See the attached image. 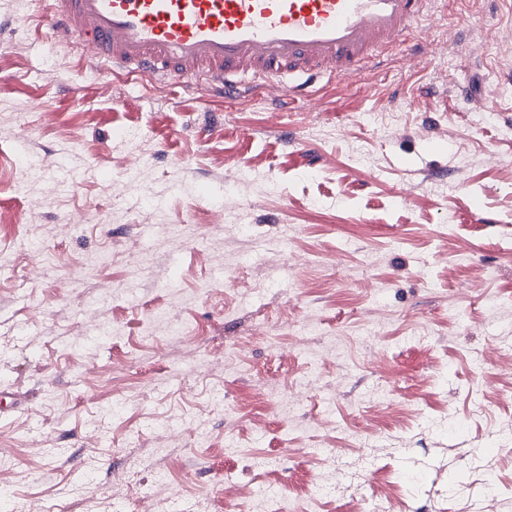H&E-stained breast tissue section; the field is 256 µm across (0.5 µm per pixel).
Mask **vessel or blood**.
I'll list each match as a JSON object with an SVG mask.
<instances>
[{"label":"vessel or blood","mask_w":512,"mask_h":512,"mask_svg":"<svg viewBox=\"0 0 512 512\" xmlns=\"http://www.w3.org/2000/svg\"><path fill=\"white\" fill-rule=\"evenodd\" d=\"M439 0H49L45 27L107 73L291 105L376 65Z\"/></svg>","instance_id":"b4317fda"}]
</instances>
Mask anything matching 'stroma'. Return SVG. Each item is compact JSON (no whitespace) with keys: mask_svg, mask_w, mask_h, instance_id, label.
Segmentation results:
<instances>
[{"mask_svg":"<svg viewBox=\"0 0 512 512\" xmlns=\"http://www.w3.org/2000/svg\"><path fill=\"white\" fill-rule=\"evenodd\" d=\"M47 10L0 0V391L22 400L0 412V489L20 512H231L238 484L261 512L336 465L390 512H512L499 0H445L367 90L321 81L289 111L106 74ZM171 306L193 336L145 341Z\"/></svg>","mask_w":512,"mask_h":512,"instance_id":"35a3bbf8","label":"stroma"}]
</instances>
